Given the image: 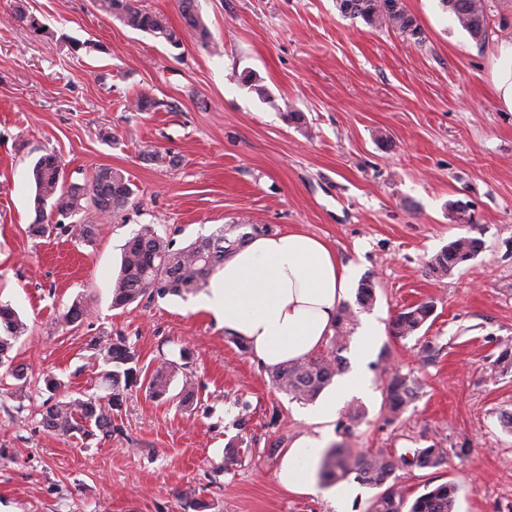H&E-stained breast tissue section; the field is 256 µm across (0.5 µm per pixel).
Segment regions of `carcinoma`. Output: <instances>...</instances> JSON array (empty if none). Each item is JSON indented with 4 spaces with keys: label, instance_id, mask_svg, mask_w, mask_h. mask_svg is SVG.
<instances>
[{
    "label": "carcinoma",
    "instance_id": "cac0c4a2",
    "mask_svg": "<svg viewBox=\"0 0 512 512\" xmlns=\"http://www.w3.org/2000/svg\"><path fill=\"white\" fill-rule=\"evenodd\" d=\"M137 0H97L99 10L112 15L125 26L154 37L163 38L177 46L181 39L166 19L158 13L136 6ZM443 9L478 43L489 36L485 0H441ZM337 10L345 17L359 18L374 28H390L404 34L416 43L422 42V30L411 16L403 0H336ZM178 10L185 25L208 44L209 32L198 11L196 0H178ZM32 177L35 184L34 219L28 232L36 237H49L58 230L75 233L86 242L94 239L95 224L64 225L62 220L73 218L86 210L106 219L117 216L134 194L129 180L119 170L103 167L95 171L85 184L67 181L66 166L53 152L41 155L34 163ZM266 231L251 227V231L227 236L224 226L207 236L177 248L173 240L158 234L150 225H143L125 245L119 274L112 286V306L125 307L144 297L164 298L198 293L208 287L211 276L224 265L232 251L246 241L250 232ZM482 248L477 237L462 235L442 248L428 262L429 271L437 277L451 273L455 268L474 259ZM376 302L375 284L363 279L358 285L353 308L346 304L337 315L333 335L325 356H312L278 367L270 373L272 385L299 401H312L331 383L343 367L341 353L347 349L358 318V310H369ZM89 311L87 301L78 297L72 301L61 319L67 325L79 322ZM433 306L421 303L399 312L392 323L395 335L407 337L419 331L431 317ZM28 326L8 304H0V368L12 377L15 399L28 397L27 372L13 363L11 356L15 343L25 335ZM92 356L101 367L104 395L88 398L66 394V385L53 375L43 379L49 393L42 414V427L61 438L75 435L90 437L112 436V416L121 407L125 392L136 381L133 367L136 352L125 336L95 337L89 344ZM184 365L175 360H164L151 375L148 390L157 400L166 399L175 374ZM389 414H399L409 402L412 388L406 376L395 370L384 372ZM414 461L406 457L395 459L383 449L354 451L338 446L329 449L323 459L320 475L328 482L355 480L380 489L368 512H454L457 487L452 482L441 483L410 501L398 488L393 475L400 465L418 468H438L445 463L446 449L438 443L413 453Z\"/></svg>",
    "mask_w": 512,
    "mask_h": 512
}]
</instances>
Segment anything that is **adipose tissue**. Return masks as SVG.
<instances>
[{
	"label": "adipose tissue",
	"mask_w": 512,
	"mask_h": 512,
	"mask_svg": "<svg viewBox=\"0 0 512 512\" xmlns=\"http://www.w3.org/2000/svg\"><path fill=\"white\" fill-rule=\"evenodd\" d=\"M350 282L349 268L321 239L297 228L257 233L212 275L204 307L226 333L244 339L262 365L274 368L305 359L325 342ZM381 333L375 323L362 328L355 364L313 407V422L333 421L342 401L366 392L365 363ZM326 443L323 434L297 439L282 457L278 482L293 493H318L316 466Z\"/></svg>",
	"instance_id": "obj_1"
}]
</instances>
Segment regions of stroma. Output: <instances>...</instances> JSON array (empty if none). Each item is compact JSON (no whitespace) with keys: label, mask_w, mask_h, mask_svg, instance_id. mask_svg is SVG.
<instances>
[{"label":"stroma","mask_w":512,"mask_h":512,"mask_svg":"<svg viewBox=\"0 0 512 512\" xmlns=\"http://www.w3.org/2000/svg\"><path fill=\"white\" fill-rule=\"evenodd\" d=\"M403 3L422 43L342 16L336 0H198L204 45L177 0H138L178 31L175 48L94 0H0V301L28 325L13 353L32 394L17 419L13 380L0 375V512H187L193 499L211 512H334L276 478L284 451L315 432L310 404L275 389L200 295L113 308L123 246L144 224L179 247L222 224L324 240L353 283L374 282L366 316L382 327L371 392L337 408L330 445L400 455L440 443L443 466L396 471L407 497L451 481L456 512H512V364L498 361L512 349V112L493 84L499 46L512 44V0H486L482 44L439 0ZM138 95L164 106L128 111ZM148 150L177 163L148 161ZM47 151L80 184L101 167L121 171L134 189L124 217L97 223L90 242L29 236L30 169ZM457 200L474 224L449 213ZM461 235L480 238V253L430 273ZM79 296L89 316L61 325ZM420 302L432 316L395 336L392 319ZM106 332L137 353L111 440L45 432L44 376L77 397L101 393L87 345ZM183 352L196 382L189 410L147 390L157 365ZM387 367L416 391L397 417L385 409ZM231 446L240 455L229 463Z\"/></svg>","instance_id":"1"}]
</instances>
